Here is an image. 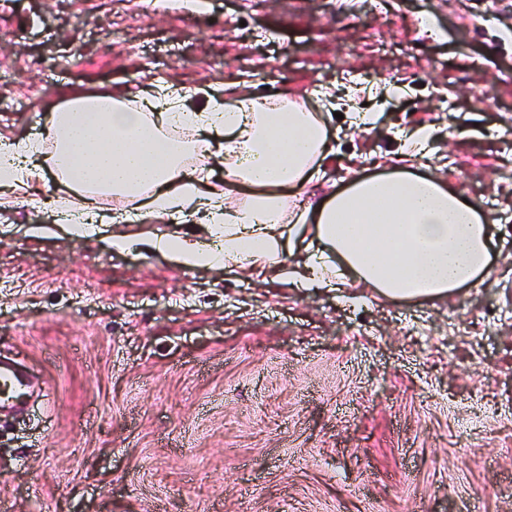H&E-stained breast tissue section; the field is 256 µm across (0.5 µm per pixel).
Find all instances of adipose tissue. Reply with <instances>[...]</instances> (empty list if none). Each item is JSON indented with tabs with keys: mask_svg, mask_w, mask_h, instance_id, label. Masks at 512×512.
<instances>
[{
	"mask_svg": "<svg viewBox=\"0 0 512 512\" xmlns=\"http://www.w3.org/2000/svg\"><path fill=\"white\" fill-rule=\"evenodd\" d=\"M38 135L0 142V197L33 207L52 182L71 231L85 233L102 196L136 204L139 224L169 232L110 247L162 252L188 269L260 271L273 284L342 292L359 283L390 301L444 300L482 285L494 235L476 202L432 166L437 126L398 128L390 172L352 170L345 185L316 183L336 147L338 98L307 110L285 93L206 96L149 81L137 89L62 87ZM224 176L212 179V168ZM202 225L205 240L178 231Z\"/></svg>",
	"mask_w": 512,
	"mask_h": 512,
	"instance_id": "ef3b65f1",
	"label": "adipose tissue"
}]
</instances>
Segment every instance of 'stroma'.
Wrapping results in <instances>:
<instances>
[{
	"label": "stroma",
	"mask_w": 512,
	"mask_h": 512,
	"mask_svg": "<svg viewBox=\"0 0 512 512\" xmlns=\"http://www.w3.org/2000/svg\"><path fill=\"white\" fill-rule=\"evenodd\" d=\"M370 2L354 20L352 0H0V138L38 131L60 84L140 71L315 112L349 77L393 82L376 133L332 121L337 182L384 170L391 130L470 128L441 171L499 254L452 300L353 307L107 245L158 224L78 235L0 209V356L37 383L0 418L10 512H512V0Z\"/></svg>",
	"instance_id": "stroma-1"
}]
</instances>
